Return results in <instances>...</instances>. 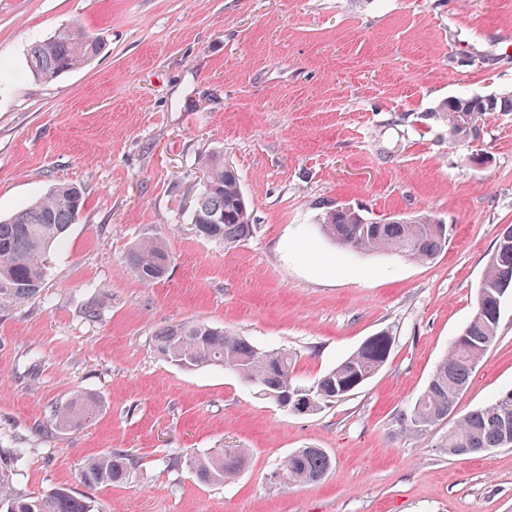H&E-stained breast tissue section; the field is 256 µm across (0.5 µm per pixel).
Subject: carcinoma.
<instances>
[{"mask_svg": "<svg viewBox=\"0 0 512 512\" xmlns=\"http://www.w3.org/2000/svg\"><path fill=\"white\" fill-rule=\"evenodd\" d=\"M100 38L78 28L63 27L49 38L31 45L27 66L38 81L51 82L65 72L78 69L96 57ZM480 112L476 96L459 94L441 103L433 116L448 126V142L459 143L461 114L465 107ZM200 170L210 186H201L193 212L199 223L211 215L224 216L219 224H208L210 238L226 245L249 237L251 213H241L245 200L237 171L220 151L200 157ZM83 194L71 185H58L9 218L0 220V304L34 296L46 276L51 252L62 243L83 206ZM318 230L339 247L364 254L391 253L407 260L429 262L448 246L447 225L429 213L370 221L361 211L339 212L326 207L315 218ZM171 257L162 242L148 239L137 243L125 256V270L145 284L162 278ZM512 295V225L500 233L479 284L473 319L451 343L448 355L432 373L428 384L409 412L410 426L420 433L453 411L458 396L470 381L487 348L495 341L505 298ZM157 352L174 365L195 369L219 365L245 381L256 382L257 393L274 403L288 394L285 408L306 413L343 400L372 378L385 363L392 345L386 333L369 338L335 368L309 384L293 377V356L285 348H260L248 339L203 322L168 324L155 334ZM98 412V402L77 393L50 411V420L62 430L77 429ZM512 443V393H501L491 404L474 410L448 434V452L473 454ZM21 449L0 457V512H93L91 500L65 488L43 496H18L8 487L10 466ZM245 454L238 448H217L193 461L198 479L219 484L240 471ZM134 461L119 452L103 453L86 460L80 471L82 484L97 488L126 479ZM331 458L321 448H299L279 464L281 484L293 487L322 479Z\"/></svg>", "mask_w": 512, "mask_h": 512, "instance_id": "cac0c4a2", "label": "carcinoma"}]
</instances>
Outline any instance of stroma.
<instances>
[{"instance_id": "1", "label": "stroma", "mask_w": 512, "mask_h": 512, "mask_svg": "<svg viewBox=\"0 0 512 512\" xmlns=\"http://www.w3.org/2000/svg\"><path fill=\"white\" fill-rule=\"evenodd\" d=\"M75 24L101 53L35 80L28 47ZM0 67V217L61 183L84 195L39 292L0 307L15 493L67 488L94 512H512V447L445 446L459 418L512 388V298L453 412L420 433L407 420L512 225V112L488 115L473 147L431 115L453 95L512 92V0H0ZM215 150L253 216L229 248L189 222L198 159ZM340 204L431 212L448 247L426 263L340 249L314 223ZM145 238L171 254L153 284L123 268ZM185 321L287 348L301 384L371 336L393 345L362 387L298 414L224 368L167 362L154 336ZM77 390L99 412L55 428L51 407ZM306 446L331 469L283 487L279 462ZM215 448L249 451L221 485L191 466ZM109 451L133 458L128 477L86 489L85 461Z\"/></svg>"}]
</instances>
